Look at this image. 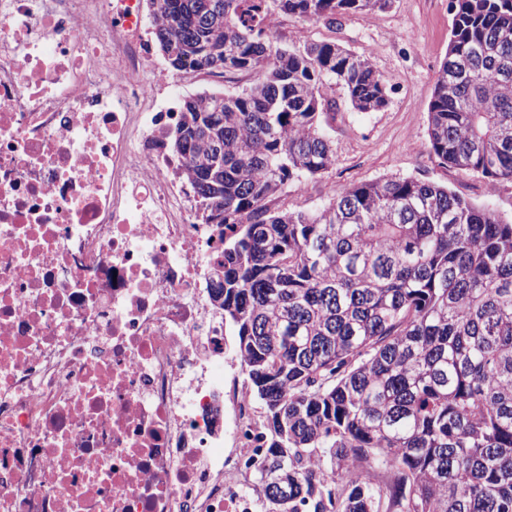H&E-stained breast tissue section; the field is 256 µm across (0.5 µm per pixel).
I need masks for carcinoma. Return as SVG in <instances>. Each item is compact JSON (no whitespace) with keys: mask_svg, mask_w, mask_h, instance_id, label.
Segmentation results:
<instances>
[{"mask_svg":"<svg viewBox=\"0 0 512 512\" xmlns=\"http://www.w3.org/2000/svg\"><path fill=\"white\" fill-rule=\"evenodd\" d=\"M390 3L146 0L173 70L252 78L183 97L165 136L202 223L224 226L211 297L262 423V512H512V218L412 176L276 203L334 162L326 85L371 112L387 81L334 42L281 45L270 20ZM449 10L432 154L512 183V0Z\"/></svg>","mask_w":512,"mask_h":512,"instance_id":"1","label":"carcinoma"}]
</instances>
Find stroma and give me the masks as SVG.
I'll return each instance as SVG.
<instances>
[{"instance_id": "35a3bbf8", "label": "stroma", "mask_w": 512, "mask_h": 512, "mask_svg": "<svg viewBox=\"0 0 512 512\" xmlns=\"http://www.w3.org/2000/svg\"><path fill=\"white\" fill-rule=\"evenodd\" d=\"M272 26L282 45L298 40L333 41L350 52L368 57L387 80L388 100L377 111L354 109L345 89L330 85L336 119L327 128L334 163L301 189H289L281 204L291 210L322 207L341 190L388 176L423 177L512 217V184L490 195L477 176L438 165L431 153L428 110L436 73L448 51L451 27L449 0H392L382 12L349 13L336 28L303 23L284 15ZM172 101L198 92H235L247 79L229 82L200 72H170Z\"/></svg>"}]
</instances>
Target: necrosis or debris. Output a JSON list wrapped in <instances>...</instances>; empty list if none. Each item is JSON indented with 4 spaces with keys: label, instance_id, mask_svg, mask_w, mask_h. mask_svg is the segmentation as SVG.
Segmentation results:
<instances>
[{
    "label": "necrosis or debris",
    "instance_id": "obj_1",
    "mask_svg": "<svg viewBox=\"0 0 512 512\" xmlns=\"http://www.w3.org/2000/svg\"><path fill=\"white\" fill-rule=\"evenodd\" d=\"M142 0H0V512H259Z\"/></svg>",
    "mask_w": 512,
    "mask_h": 512
}]
</instances>
